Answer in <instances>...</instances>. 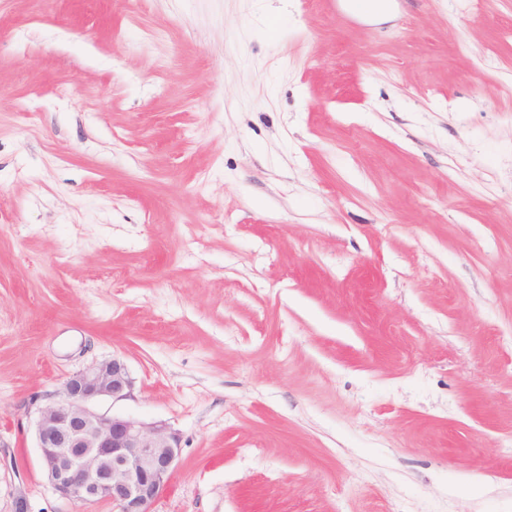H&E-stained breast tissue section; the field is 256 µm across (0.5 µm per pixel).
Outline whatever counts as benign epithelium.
Here are the masks:
<instances>
[{
  "label": "benign epithelium",
  "instance_id": "1",
  "mask_svg": "<svg viewBox=\"0 0 512 512\" xmlns=\"http://www.w3.org/2000/svg\"><path fill=\"white\" fill-rule=\"evenodd\" d=\"M133 381L113 357L70 374L62 389L36 410L35 437L42 470L59 496L114 512H153L180 461L178 433L164 422L145 423L99 413V399L123 400Z\"/></svg>",
  "mask_w": 512,
  "mask_h": 512
}]
</instances>
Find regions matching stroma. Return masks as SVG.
Wrapping results in <instances>:
<instances>
[{
    "label": "stroma",
    "mask_w": 512,
    "mask_h": 512,
    "mask_svg": "<svg viewBox=\"0 0 512 512\" xmlns=\"http://www.w3.org/2000/svg\"><path fill=\"white\" fill-rule=\"evenodd\" d=\"M0 0V512L115 356L154 512H512V0Z\"/></svg>",
    "instance_id": "stroma-1"
}]
</instances>
